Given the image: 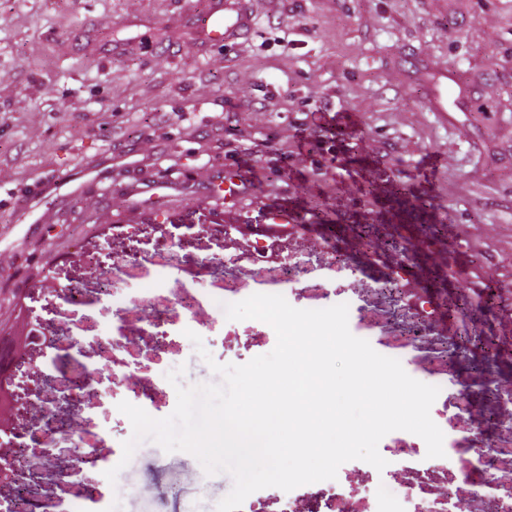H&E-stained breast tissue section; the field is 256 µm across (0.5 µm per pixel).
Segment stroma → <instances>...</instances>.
Listing matches in <instances>:
<instances>
[{
  "instance_id": "obj_1",
  "label": "stroma",
  "mask_w": 512,
  "mask_h": 512,
  "mask_svg": "<svg viewBox=\"0 0 512 512\" xmlns=\"http://www.w3.org/2000/svg\"><path fill=\"white\" fill-rule=\"evenodd\" d=\"M247 8L251 30L224 48L209 41L196 0H0V338L16 334L18 305L29 299L77 361L106 372L69 410L96 456L77 464L74 438L49 432L52 454H28L0 497L35 473L39 499L56 512H87L93 500L96 512H216L229 476L207 475L191 454L145 440L121 464L133 430L118 405L145 395L146 412L167 417L176 385L218 382L210 362L242 365L272 351L270 325L230 321L223 310L262 293L299 309L348 304L353 335L439 387L430 415L445 435L444 459L427 457L406 431L386 435L379 452L395 485L485 512L512 491V404L478 385L480 354L449 366L436 336L489 337L497 384H512V0H249ZM439 66L456 76L444 114L428 109ZM268 101L272 110H256ZM162 112L168 121H156ZM225 112L236 113L235 126L218 127ZM92 158L111 159L104 180L44 201L43 223H21L41 183ZM227 174L243 183L231 200L220 181ZM394 184L423 205L419 219L393 225ZM282 209L294 226L289 250H320L327 261L296 284L202 230L216 217L265 224ZM179 220L194 231L157 253L154 226ZM360 224L379 239L397 229L431 251L396 273L390 253L354 234ZM104 241L105 276L85 260ZM441 265L446 278L430 297L461 310L420 334V312H396L378 281L429 287ZM47 271L79 285L81 302L32 298ZM186 294L197 300L188 328L202 355L172 310ZM132 305L159 315L167 337L122 320ZM180 366L171 384L166 375ZM483 445L490 470L463 480ZM337 481L364 512L378 472L351 460Z\"/></svg>"
}]
</instances>
